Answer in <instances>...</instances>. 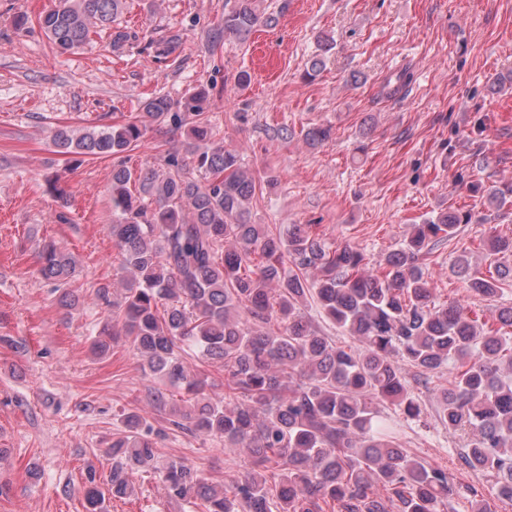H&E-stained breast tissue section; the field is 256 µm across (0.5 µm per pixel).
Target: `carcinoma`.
Here are the masks:
<instances>
[{
  "label": "carcinoma",
  "instance_id": "carcinoma-1",
  "mask_svg": "<svg viewBox=\"0 0 512 512\" xmlns=\"http://www.w3.org/2000/svg\"><path fill=\"white\" fill-rule=\"evenodd\" d=\"M125 3L59 0L37 24L53 45L71 51L110 29ZM275 22L255 0H235L212 43L244 41ZM411 82L410 72L396 74L386 95ZM209 97L204 87L183 101L151 96L124 123L62 127L52 137L61 154L117 160L108 231L122 255L125 288L101 334L131 341L141 368L161 382L154 397L171 406L173 426L244 448L252 461L217 488L172 459L163 470L168 494L199 499L205 512H325L329 505L336 512H443L461 488L444 469L412 457L377 404L420 418L413 384L446 368L436 415L448 431L469 435L464 463L496 474L500 495L512 503V307L499 314L500 327L485 330L460 306L435 302L421 263L470 215L445 210L410 225L401 246L372 265L359 249L330 246L303 224L282 233L256 224L251 203L261 179L243 168L238 150L224 147ZM186 124L184 153L168 154L165 168L134 172L121 161L148 132L163 137ZM330 137L320 126L303 135L310 146ZM486 247L491 256H511L512 238L491 235ZM38 262L46 280H66L75 268L53 242L42 246ZM454 267L485 300L512 285V267L497 261L483 274L463 253ZM310 299L358 347L320 334L304 312ZM188 349L223 368L224 399L207 396V378L185 368ZM157 436L163 433L140 415L124 417L112 442L119 457L107 483L112 496L129 492V469L153 461ZM87 480L89 512H100L105 491L91 468Z\"/></svg>",
  "mask_w": 512,
  "mask_h": 512
}]
</instances>
